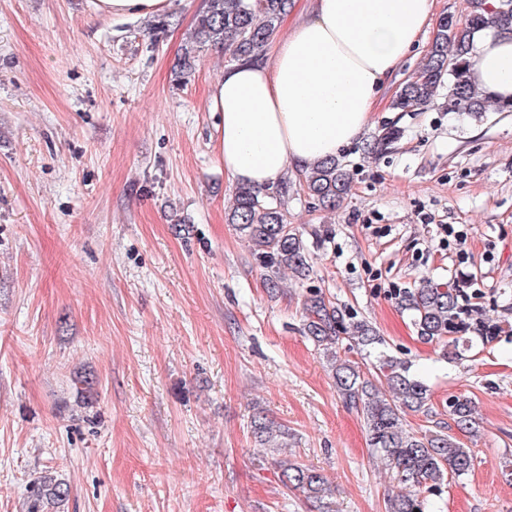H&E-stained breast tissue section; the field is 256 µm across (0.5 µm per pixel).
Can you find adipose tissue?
I'll return each mask as SVG.
<instances>
[{
  "mask_svg": "<svg viewBox=\"0 0 512 512\" xmlns=\"http://www.w3.org/2000/svg\"><path fill=\"white\" fill-rule=\"evenodd\" d=\"M434 0H316L272 58L240 60L211 87L215 151L234 183L266 188L288 169L336 157L357 139L379 94L431 25ZM102 17L148 18L174 0H91ZM473 85L512 102V33L473 35Z\"/></svg>",
  "mask_w": 512,
  "mask_h": 512,
  "instance_id": "ef3b65f1",
  "label": "adipose tissue"
}]
</instances>
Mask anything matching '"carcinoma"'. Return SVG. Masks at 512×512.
I'll return each instance as SVG.
<instances>
[{"label": "carcinoma", "instance_id": "carcinoma-1", "mask_svg": "<svg viewBox=\"0 0 512 512\" xmlns=\"http://www.w3.org/2000/svg\"><path fill=\"white\" fill-rule=\"evenodd\" d=\"M467 18L448 23L440 18L437 32L426 54V62L403 82L391 102L395 112H423L442 99L450 112H483L487 98L470 82L472 33L492 23L512 31V0H497L488 8L486 0H467ZM292 8V0H206L191 29L187 46L176 72L184 81L191 73L195 52L210 45L229 54L233 61L253 57L275 37L280 20ZM402 130L386 127L368 144L372 152H383L395 144ZM299 181L319 205L333 209L347 194L351 184L348 165L340 158L317 161L299 171ZM229 221L251 244V252L266 270L271 292L279 288L281 274L290 270L302 277L312 271L308 244L288 224L282 200L242 185L237 188L229 211ZM401 307L411 311L420 338L427 342L457 346L459 339L448 334L459 329L463 309L458 294L425 285L397 297ZM305 335L321 351L343 402L360 412L369 445L392 471L403 490L389 500V512H424V501L412 487L437 488L447 477H461L473 466L471 449L443 430L420 433L404 428L405 411H427L431 400L428 386L411 372V364L378 350L382 339L364 320L343 312L322 292L310 295L304 304ZM347 340L377 351L372 368L338 355L339 342ZM386 385L387 393L379 386ZM454 427L469 435L476 433L474 410L466 398L449 402ZM252 434L264 448L275 453L288 445V426L259 411L251 421ZM283 482L305 498L332 508L331 487L317 470L290 460H277ZM69 497L64 480L51 474L36 478L30 491L28 512H48Z\"/></svg>", "mask_w": 512, "mask_h": 512}]
</instances>
